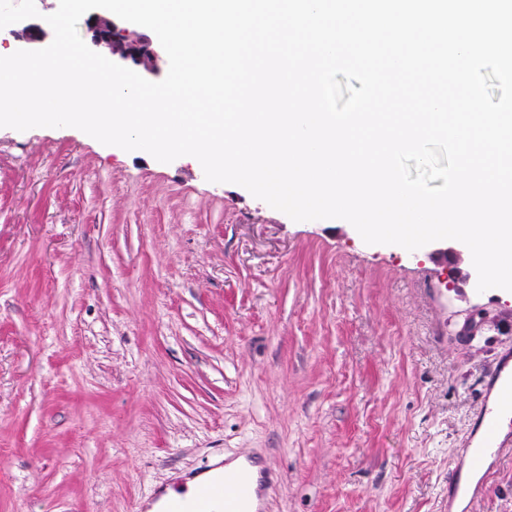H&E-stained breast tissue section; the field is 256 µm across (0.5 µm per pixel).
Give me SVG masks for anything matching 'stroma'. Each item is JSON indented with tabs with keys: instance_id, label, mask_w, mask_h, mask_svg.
Wrapping results in <instances>:
<instances>
[{
	"instance_id": "1",
	"label": "stroma",
	"mask_w": 512,
	"mask_h": 512,
	"mask_svg": "<svg viewBox=\"0 0 512 512\" xmlns=\"http://www.w3.org/2000/svg\"><path fill=\"white\" fill-rule=\"evenodd\" d=\"M432 250L0 127V512H147L244 454L265 512H448L512 291L446 288ZM473 308L501 319L464 341ZM467 512H512V453Z\"/></svg>"
}]
</instances>
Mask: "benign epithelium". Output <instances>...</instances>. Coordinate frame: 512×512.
I'll return each mask as SVG.
<instances>
[{
  "label": "benign epithelium",
  "instance_id": "obj_1",
  "mask_svg": "<svg viewBox=\"0 0 512 512\" xmlns=\"http://www.w3.org/2000/svg\"><path fill=\"white\" fill-rule=\"evenodd\" d=\"M88 29L91 32V41L94 45L107 46L111 54L121 59H133L136 63L144 65L150 72L157 71V61L160 58L158 50L152 48V42L143 39L140 42L130 40V31L127 22L115 20L102 13H93L88 20ZM3 35L9 36L19 42L17 49L29 50L47 39V32L38 24H26L17 29L15 25L3 29ZM435 255L449 261L448 287H456V264L460 261V252L453 247L438 250ZM496 322V317L483 309L470 310L457 331V335L470 339L477 335L484 326Z\"/></svg>",
  "mask_w": 512,
  "mask_h": 512
}]
</instances>
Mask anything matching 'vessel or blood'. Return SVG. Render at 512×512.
I'll use <instances>...</instances> for the list:
<instances>
[{"instance_id": "1", "label": "vessel or blood", "mask_w": 512, "mask_h": 512, "mask_svg": "<svg viewBox=\"0 0 512 512\" xmlns=\"http://www.w3.org/2000/svg\"><path fill=\"white\" fill-rule=\"evenodd\" d=\"M488 391L498 396L497 405L482 403L475 416L481 432L477 445L470 450L469 472L485 475L500 451L512 446V430H503L502 411L512 412V353H502L488 381ZM262 481L250 459L225 466L200 484L188 498L172 499L161 512H261Z\"/></svg>"}]
</instances>
